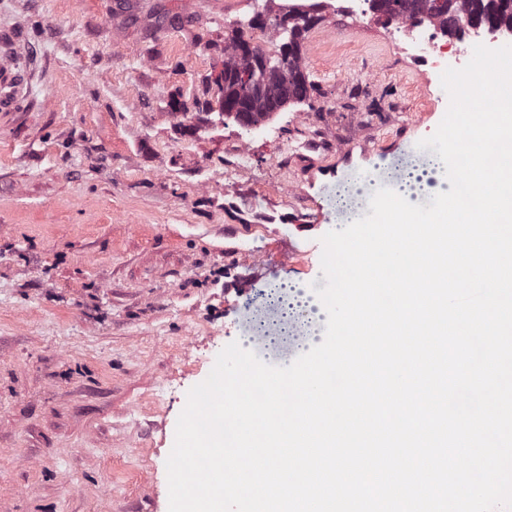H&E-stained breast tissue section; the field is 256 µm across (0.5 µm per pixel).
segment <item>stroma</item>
Masks as SVG:
<instances>
[{
  "instance_id": "stroma-1",
  "label": "stroma",
  "mask_w": 512,
  "mask_h": 512,
  "mask_svg": "<svg viewBox=\"0 0 512 512\" xmlns=\"http://www.w3.org/2000/svg\"><path fill=\"white\" fill-rule=\"evenodd\" d=\"M322 2L314 90L244 143L213 79L254 0H0V64L23 81L0 111V512H169L189 390L250 326L276 366L310 333L235 310L225 282L322 280L277 242L316 239L338 170L442 134L457 76Z\"/></svg>"
}]
</instances>
